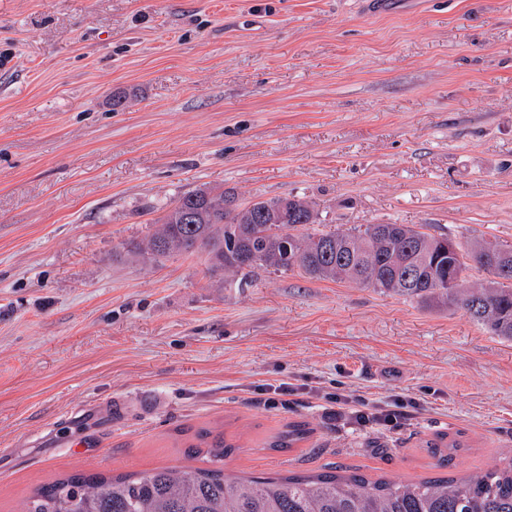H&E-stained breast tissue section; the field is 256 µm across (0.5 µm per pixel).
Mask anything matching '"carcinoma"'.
<instances>
[{"mask_svg": "<svg viewBox=\"0 0 512 512\" xmlns=\"http://www.w3.org/2000/svg\"><path fill=\"white\" fill-rule=\"evenodd\" d=\"M279 214L277 200L244 208L228 191L198 188L177 197L155 231L134 253L157 261L175 253L208 250L210 270L252 286L256 271H297L312 279L354 282L383 293L451 302L498 336L512 340V247L487 253V284L467 285L468 251L448 250L451 238L407 224H359L336 230L320 224L311 203ZM293 229L295 233L284 232ZM303 421L272 437L270 448H292L309 438ZM211 467H161L137 474L74 473L36 488L23 512H512V463L466 478L397 482L356 472L328 471L286 477L240 478L225 473L235 445L224 434H197ZM436 467H448L457 439L427 442Z\"/></svg>", "mask_w": 512, "mask_h": 512, "instance_id": "cac0c4a2", "label": "carcinoma"}]
</instances>
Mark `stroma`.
Listing matches in <instances>:
<instances>
[{
    "instance_id": "obj_1",
    "label": "stroma",
    "mask_w": 512,
    "mask_h": 512,
    "mask_svg": "<svg viewBox=\"0 0 512 512\" xmlns=\"http://www.w3.org/2000/svg\"><path fill=\"white\" fill-rule=\"evenodd\" d=\"M512 246V0H0V512L74 473L512 461V341L460 307L128 254L179 195ZM401 400L397 426L328 395ZM295 420L311 434L267 448ZM447 434H438L435 439L428 441L427 448L434 457L438 456L436 467H448V461L451 460L452 453L461 448V442L458 439H451L446 441Z\"/></svg>"
}]
</instances>
